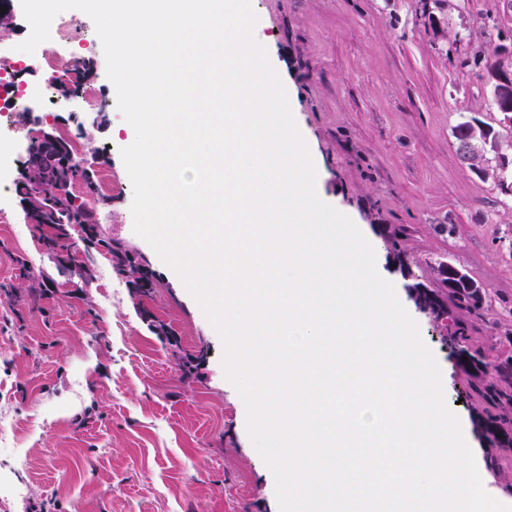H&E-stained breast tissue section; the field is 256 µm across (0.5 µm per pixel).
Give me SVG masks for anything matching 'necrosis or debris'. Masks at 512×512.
<instances>
[{
    "label": "necrosis or debris",
    "mask_w": 512,
    "mask_h": 512,
    "mask_svg": "<svg viewBox=\"0 0 512 512\" xmlns=\"http://www.w3.org/2000/svg\"><path fill=\"white\" fill-rule=\"evenodd\" d=\"M92 46L85 31L70 22L60 41H46L26 57L20 56L14 42L0 41V199L15 192L14 173L32 146L31 137L16 126L15 113L23 107L48 114L75 110L77 100H59L54 86L63 74L80 84L77 60Z\"/></svg>",
    "instance_id": "1"
}]
</instances>
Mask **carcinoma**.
<instances>
[{
	"label": "carcinoma",
	"instance_id": "1",
	"mask_svg": "<svg viewBox=\"0 0 512 512\" xmlns=\"http://www.w3.org/2000/svg\"><path fill=\"white\" fill-rule=\"evenodd\" d=\"M483 125L480 118L470 116L454 128L453 137H486L488 133ZM25 166L31 172V179L18 184V194L26 202L27 222L40 232V241L46 253L61 247L78 254V241L85 242L92 237L110 255L114 272L128 279L133 296L141 303L154 299L158 292L154 272L139 270V257L124 243L104 237L92 214L68 192V188L75 182L82 183L88 192H93L95 176L89 174V169L76 162L72 167L65 168L58 150L45 149L36 140L33 141ZM437 273L442 287L448 290L457 308L479 315L489 310L486 291L474 279L467 275L459 277L444 264L439 265ZM17 279L18 284L13 287L14 299L25 301L31 306L37 304L45 284L25 265L19 267ZM414 292L415 303L422 311L436 318L445 313L438 292L428 288H416ZM450 340L451 350L462 370L478 380L477 390L483 399L495 407L512 406V349L498 351L490 364L485 362V356L470 351L466 346L464 325H457ZM478 423L492 443L500 448H512V422L507 418L481 416Z\"/></svg>",
	"mask_w": 512,
	"mask_h": 512
}]
</instances>
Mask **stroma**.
I'll list each match as a JSON object with an SVG mask.
<instances>
[{"label":"stroma","instance_id":"stroma-1","mask_svg":"<svg viewBox=\"0 0 512 512\" xmlns=\"http://www.w3.org/2000/svg\"><path fill=\"white\" fill-rule=\"evenodd\" d=\"M269 60L294 102L329 204L364 228L379 273L412 308L446 371L448 406L468 431L490 486L512 497V449L492 451L475 420L489 413L444 338L454 322L490 349L512 335V196L455 155L453 129L475 115L496 124L473 48L512 38L507 0H252ZM80 111L82 151L112 175L111 197L85 198L106 235L154 269L159 291L136 306L125 279L104 288L109 261L94 250L90 277L59 275L19 197L0 229V512L30 499L58 512H279L275 481L246 431L245 405L226 379L222 343L202 310L133 231V188L112 134L119 120L101 45ZM400 235L407 267L384 239ZM25 261L47 290L37 308L4 290ZM469 273L491 310L473 316L445 301L442 319L416 310L411 279L436 286L438 263ZM169 324L184 353L205 349L183 376L150 324Z\"/></svg>","mask_w":512,"mask_h":512}]
</instances>
